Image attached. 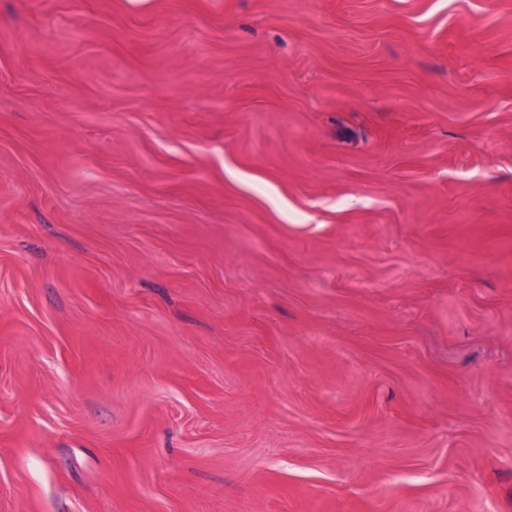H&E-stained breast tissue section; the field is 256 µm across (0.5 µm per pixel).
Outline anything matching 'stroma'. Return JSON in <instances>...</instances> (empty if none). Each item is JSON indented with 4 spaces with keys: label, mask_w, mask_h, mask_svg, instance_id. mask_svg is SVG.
I'll return each mask as SVG.
<instances>
[{
    "label": "stroma",
    "mask_w": 512,
    "mask_h": 512,
    "mask_svg": "<svg viewBox=\"0 0 512 512\" xmlns=\"http://www.w3.org/2000/svg\"><path fill=\"white\" fill-rule=\"evenodd\" d=\"M0 512H512V0H0Z\"/></svg>",
    "instance_id": "1"
}]
</instances>
